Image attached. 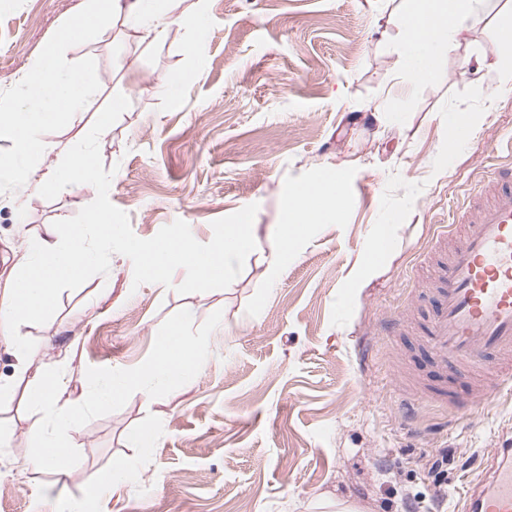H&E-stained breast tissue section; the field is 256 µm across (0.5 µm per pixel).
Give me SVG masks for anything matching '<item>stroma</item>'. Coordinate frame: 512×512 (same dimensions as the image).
Wrapping results in <instances>:
<instances>
[{
  "mask_svg": "<svg viewBox=\"0 0 512 512\" xmlns=\"http://www.w3.org/2000/svg\"><path fill=\"white\" fill-rule=\"evenodd\" d=\"M83 0H0V106L21 103L20 74ZM406 0H208L209 31L199 53L172 29L153 43L121 24L71 44L63 73L91 66L99 94L86 111L44 130L77 143L95 112L112 103L128 73L141 80L100 137L109 198L142 239L175 220L209 242L214 220L255 203L254 237L241 274L227 288L189 295L134 286L133 265L116 254L108 274L63 291L54 316L26 325L33 366L60 364L62 398L79 401L94 377L148 367L157 340L188 318L207 346L201 369L152 394L130 389L82 408L69 432L77 468L22 471L37 440L14 360L0 352V512H50L55 504L92 512H320L323 502L359 512H457L464 479H478L495 449L512 440V392L485 411L449 415L425 403L400 405L411 382L435 384L426 349L427 293L438 265L429 254L443 226L504 160L512 138V92L492 62L512 11L491 12L449 52L435 80L396 89L397 57L385 40ZM188 73L178 99L158 88ZM396 90L384 123L368 110ZM468 120L471 138L448 146L445 114ZM346 178L339 221L309 225L277 275H270L272 227L284 197L324 169ZM92 186L28 198L0 191V273L23 237L75 216ZM24 220H17V212ZM381 224L393 248L370 283L354 287L357 260ZM153 431L148 447L128 440ZM447 455L448 463L433 468ZM122 461L114 492L93 498L99 473Z\"/></svg>",
  "mask_w": 512,
  "mask_h": 512,
  "instance_id": "35a3bbf8",
  "label": "stroma"
}]
</instances>
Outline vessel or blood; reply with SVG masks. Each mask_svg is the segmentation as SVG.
Returning a JSON list of instances; mask_svg holds the SVG:
<instances>
[{
    "mask_svg": "<svg viewBox=\"0 0 512 512\" xmlns=\"http://www.w3.org/2000/svg\"><path fill=\"white\" fill-rule=\"evenodd\" d=\"M463 229L452 242L435 289L426 345L444 382L473 379L467 396L441 401L453 412L487 407L512 388V164L490 170L460 214ZM494 368L489 382L477 373ZM462 512H512V448L498 449L482 482L467 483Z\"/></svg>",
    "mask_w": 512,
    "mask_h": 512,
    "instance_id": "1",
    "label": "vessel or blood"
}]
</instances>
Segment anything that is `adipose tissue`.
<instances>
[{"label":"adipose tissue","mask_w":512,"mask_h":512,"mask_svg":"<svg viewBox=\"0 0 512 512\" xmlns=\"http://www.w3.org/2000/svg\"><path fill=\"white\" fill-rule=\"evenodd\" d=\"M485 2L409 0L392 19L388 34L390 48L398 57L407 84L435 78L447 61L449 50L481 20ZM117 21L143 32L154 42L164 40L172 27L184 28L190 47L196 52L201 50L208 32L206 0H196L188 12L178 10L176 0H88L84 10L44 44L38 61L20 78L23 96L39 100L40 108L11 107L0 111V134L8 135L13 143L11 154L0 159L1 185L20 183L31 195L43 196L98 179L91 148L76 151L66 144L51 143L43 139L42 132L84 111L98 91V79L91 68L61 78L63 48ZM52 153L57 156L56 162L44 165V158ZM339 193L336 185L320 182L286 197L276 232L279 247L272 255L270 271H277L294 252L300 241L298 226L336 219L340 213L336 206ZM91 228L107 239L115 235L110 220L96 209L91 211L87 225L70 229L67 239H60L55 225H48L43 234L25 239L15 266L0 283V349L14 356L19 373L28 374L27 364L33 354L32 347L20 338L22 324L29 317L53 308L60 282L80 278L97 260L87 239ZM206 358L204 342L187 336L185 321H178L159 340L155 357L146 370L134 375L98 377L94 387L86 392L85 401L103 405L132 386L148 394L155 384H177L186 373L200 369ZM29 376L28 396L45 412L49 427L40 430L34 451L19 466L25 471L43 467L60 472L72 470L79 459L67 431L77 423L79 412L59 398L63 376L52 366Z\"/></svg>","instance_id":"adipose-tissue-1"}]
</instances>
